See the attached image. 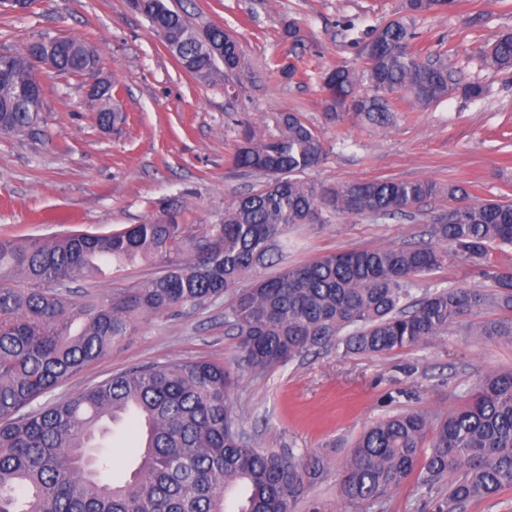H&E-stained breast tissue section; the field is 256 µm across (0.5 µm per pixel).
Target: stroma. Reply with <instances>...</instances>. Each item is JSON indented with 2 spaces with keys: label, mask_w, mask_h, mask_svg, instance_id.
I'll return each mask as SVG.
<instances>
[{
  "label": "stroma",
  "mask_w": 512,
  "mask_h": 512,
  "mask_svg": "<svg viewBox=\"0 0 512 512\" xmlns=\"http://www.w3.org/2000/svg\"><path fill=\"white\" fill-rule=\"evenodd\" d=\"M198 29L224 28L244 61L230 87L209 86L183 72L130 0H32L21 12H0V49L41 35L80 39L102 51V76L119 88L124 123L100 129L86 78L48 73L46 110L34 133L0 137V237L50 239L71 230L109 234L174 206L179 221L220 223L224 206L251 192L261 175L236 168L232 155L244 125L260 128L273 113L297 112L323 137L328 156L310 180L336 185L390 178L459 184L472 201L512 200V69H484L478 46L512 32V0H455L420 19L418 45L447 54L465 80L486 93L470 101L452 92L426 108L395 100L392 125L327 116L320 75L355 65L358 40L393 17L402 0H166ZM305 36L308 77L286 80L284 35ZM448 202L429 199L406 218L329 217L293 229L290 246L241 280L272 277L321 256L427 237L429 220ZM137 261L70 284L75 299L108 301L158 271ZM490 288L472 266L448 262L414 283L412 292L447 285ZM232 293L176 314L143 315L129 336L101 360L51 392L71 396L133 367L208 358L234 367L236 338L224 317ZM512 371V341H489L454 328L427 342L381 355L345 354L332 343L256 375L241 374L230 396L242 431L255 446L318 454L322 479L296 512H434L435 495L407 480L383 504L346 503L340 470L366 428L387 416L418 411L443 417L464 406L486 374Z\"/></svg>",
  "instance_id": "1"
}]
</instances>
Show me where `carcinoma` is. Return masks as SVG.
<instances>
[{
    "label": "carcinoma",
    "mask_w": 512,
    "mask_h": 512,
    "mask_svg": "<svg viewBox=\"0 0 512 512\" xmlns=\"http://www.w3.org/2000/svg\"><path fill=\"white\" fill-rule=\"evenodd\" d=\"M454 0H403L401 14L368 33L358 68L336 67L323 77L328 115H351L385 126L391 100L408 94L428 107L462 85L448 56L416 49V22ZM140 13L178 65L213 83L241 72V51L224 29L205 34L165 0H140ZM285 36L294 61L287 80L307 75L300 28ZM38 44L0 51V136L23 135L46 111L43 87L24 98ZM86 43L65 38L54 49V72L85 77ZM488 70L512 69V33L478 51ZM118 86L90 97L99 128L125 116L112 107ZM277 133L247 126L233 152L235 167L265 181L224 206V221L196 235L177 216L149 219L108 235L73 232L51 241L0 237V512H295L320 479L325 461L254 448L236 425L230 394L235 381L209 359L130 369L72 396L33 403L98 361L127 336L142 314L201 306L236 290L227 312L238 336L237 364L263 373L339 340L351 354H383L463 327L493 309L501 316L471 330L512 340V267L492 261L512 246V201L474 203L457 184L431 180H352L326 186L305 178L327 157L318 131L296 112L273 115ZM448 200L433 219L430 240L326 255L246 289L237 284L270 255L288 230L338 215H408L432 197ZM157 259L160 271L121 290L109 304L76 301L64 283L115 266ZM450 260L478 267L488 290L447 286L413 297L410 287ZM130 423L140 441L136 467L114 478L107 441ZM429 447V453L423 448ZM448 495L436 512H456L512 487V372L483 378L463 408L441 418L422 412L387 417L355 442L340 489L350 504L382 501L406 480Z\"/></svg>",
    "instance_id": "carcinoma-1"
}]
</instances>
